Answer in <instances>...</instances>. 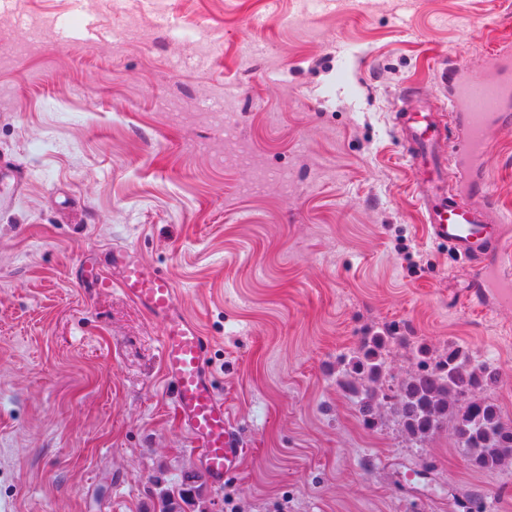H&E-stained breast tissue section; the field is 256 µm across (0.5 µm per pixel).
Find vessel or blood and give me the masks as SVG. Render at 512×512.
I'll return each instance as SVG.
<instances>
[{"label":"vessel or blood","instance_id":"vessel-or-blood-1","mask_svg":"<svg viewBox=\"0 0 512 512\" xmlns=\"http://www.w3.org/2000/svg\"><path fill=\"white\" fill-rule=\"evenodd\" d=\"M512 67V61L492 64L485 78L459 84L448 103V122L459 126L460 137L449 143V152H477L492 134L495 120L504 115L505 102L512 97V86L505 84L499 71ZM406 140L411 167L428 166L430 178L417 181L415 200L422 209L430 238L445 243L468 262L478 277H491L501 303L512 302V278L489 273L485 257L497 252L502 265L512 264V242L495 229L490 205H477L461 188L468 177L463 169H450L440 159V123L432 106L402 105L394 115ZM113 275L102 273L91 281L101 288L118 284L122 292L150 315L164 323L160 338L163 375L174 390L175 408L189 434L191 447L202 459L203 472L215 487H223L246 457L224 414V401L217 394L206 367L208 341L197 325L178 308L176 290L170 278L143 266L128 251L112 252Z\"/></svg>","mask_w":512,"mask_h":512}]
</instances>
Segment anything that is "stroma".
<instances>
[{
    "label": "stroma",
    "instance_id": "stroma-1",
    "mask_svg": "<svg viewBox=\"0 0 512 512\" xmlns=\"http://www.w3.org/2000/svg\"><path fill=\"white\" fill-rule=\"evenodd\" d=\"M4 48L0 512H158L202 470L161 322L84 276L115 248L171 278L248 445L206 512H512V465L366 427L337 373L373 332L389 384L454 343L512 419V306L466 303L393 120L512 55V0H0ZM505 112L471 187L512 214Z\"/></svg>",
    "mask_w": 512,
    "mask_h": 512
}]
</instances>
